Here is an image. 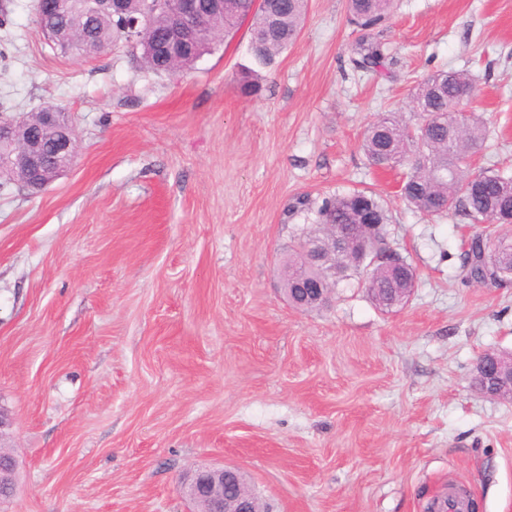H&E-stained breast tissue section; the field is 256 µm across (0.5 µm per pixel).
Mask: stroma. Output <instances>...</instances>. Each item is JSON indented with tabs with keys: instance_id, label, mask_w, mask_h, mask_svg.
Here are the masks:
<instances>
[{
	"instance_id": "1",
	"label": "stroma",
	"mask_w": 512,
	"mask_h": 512,
	"mask_svg": "<svg viewBox=\"0 0 512 512\" xmlns=\"http://www.w3.org/2000/svg\"><path fill=\"white\" fill-rule=\"evenodd\" d=\"M241 25L178 77L127 48L65 56L33 0H0V115L69 112L73 164L0 191V409L16 491L0 512H191L192 471L235 465L270 512H424L454 486L512 512V402L472 385L512 353V286L466 283L474 230L426 216L360 144L414 88L468 71L487 146L512 166V0H395L385 76L354 71L346 0H308L296 41L241 91ZM364 189L416 271L379 309L356 279L301 311L280 268L288 205Z\"/></svg>"
}]
</instances>
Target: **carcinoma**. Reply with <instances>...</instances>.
I'll list each match as a JSON object with an SVG mask.
<instances>
[{"label":"carcinoma","mask_w":512,"mask_h":512,"mask_svg":"<svg viewBox=\"0 0 512 512\" xmlns=\"http://www.w3.org/2000/svg\"><path fill=\"white\" fill-rule=\"evenodd\" d=\"M282 7L273 16L252 8L253 0H224V17L200 23L202 36L189 52L163 60L156 47L173 29L174 14L158 9L149 22H141L147 10L146 0H128L123 17L89 15L88 0H70L69 15L47 13L37 24L41 28L71 26L81 45L77 56L100 54L118 43L140 50L146 70L178 75L193 68L205 54L228 37L245 16L253 15L250 25L251 66L244 68L245 88L256 86L262 71L298 37L307 11L308 0H281ZM393 0H347L349 21L358 37L352 48L351 64L356 71L380 74L386 59L384 45L374 32L386 20ZM475 85L466 71L436 73L413 91L412 104L420 123L410 126L396 112H385L369 126L362 150L373 166L405 168L401 195L409 206L426 215H458L470 224H492L475 233L497 254L500 278L490 284L512 282V173L501 167L473 172L469 160L488 137L484 121L474 112L459 114L456 101L473 92ZM289 215H316L321 224L381 225L387 232L388 210L384 203L365 191L336 193L323 199L318 207L307 197L289 204ZM377 253L356 254L342 259L343 271L362 281L371 300L401 298L403 283L391 281L380 271Z\"/></svg>","instance_id":"carcinoma-1"}]
</instances>
